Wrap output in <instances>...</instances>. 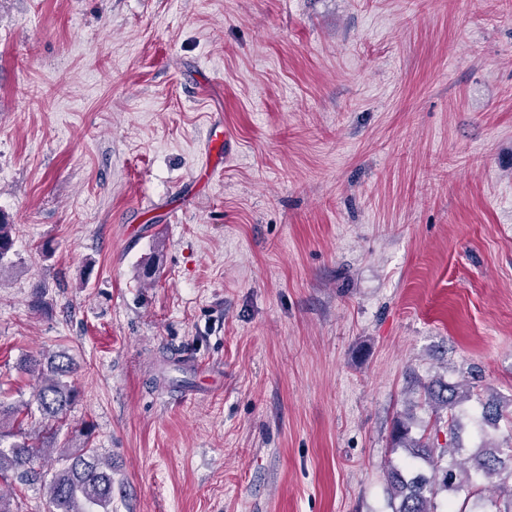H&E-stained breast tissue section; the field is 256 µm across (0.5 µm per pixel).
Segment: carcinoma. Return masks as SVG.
I'll return each instance as SVG.
<instances>
[{
	"label": "carcinoma",
	"mask_w": 512,
	"mask_h": 512,
	"mask_svg": "<svg viewBox=\"0 0 512 512\" xmlns=\"http://www.w3.org/2000/svg\"><path fill=\"white\" fill-rule=\"evenodd\" d=\"M14 246L13 225L0 220V268ZM25 366L36 374L37 409L42 416L41 430L34 437L17 422L21 410L0 404V481L19 485L39 484L46 490L52 512H109L112 504V457L92 447L91 427L79 431L82 445L71 447L58 440L55 422L76 401L78 391L68 381L74 371L73 359L64 350L46 356L41 354L25 360ZM426 399L446 416L438 417L446 426L448 443L439 444L438 434L423 429L412 433L413 420L400 417L393 429L394 449L408 452L402 465H391L387 483L391 492L392 512H453L451 497H463L464 504H472L470 512H512V495L505 502L482 499L478 495L479 482L498 479L512 482V445L503 448L485 439L474 448L466 462L457 457L466 452L457 443L461 423L456 409L472 398L470 389L442 379L424 385ZM477 416L479 429H497L500 422L512 426V410L499 399L491 397L480 401ZM11 438L8 447L1 442ZM55 455V466L50 470L35 468V459L44 454Z\"/></svg>",
	"instance_id": "obj_1"
}]
</instances>
